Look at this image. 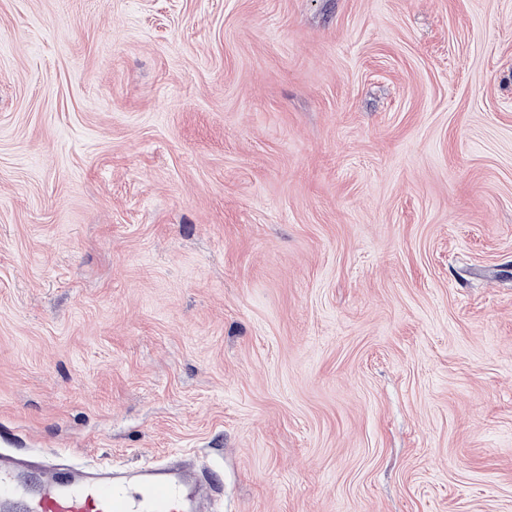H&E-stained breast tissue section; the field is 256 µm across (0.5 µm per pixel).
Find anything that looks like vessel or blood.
Returning <instances> with one entry per match:
<instances>
[{
    "mask_svg": "<svg viewBox=\"0 0 512 512\" xmlns=\"http://www.w3.org/2000/svg\"><path fill=\"white\" fill-rule=\"evenodd\" d=\"M30 460L0 455V499H22L28 512H203L219 475L191 473L170 462L148 463L124 471L108 465L41 462V481L27 480Z\"/></svg>",
    "mask_w": 512,
    "mask_h": 512,
    "instance_id": "vessel-or-blood-1",
    "label": "vessel or blood"
}]
</instances>
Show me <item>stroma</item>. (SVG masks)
<instances>
[{"label": "stroma", "instance_id": "obj_1", "mask_svg": "<svg viewBox=\"0 0 512 512\" xmlns=\"http://www.w3.org/2000/svg\"><path fill=\"white\" fill-rule=\"evenodd\" d=\"M2 450L512 512V0H0Z\"/></svg>", "mask_w": 512, "mask_h": 512}]
</instances>
